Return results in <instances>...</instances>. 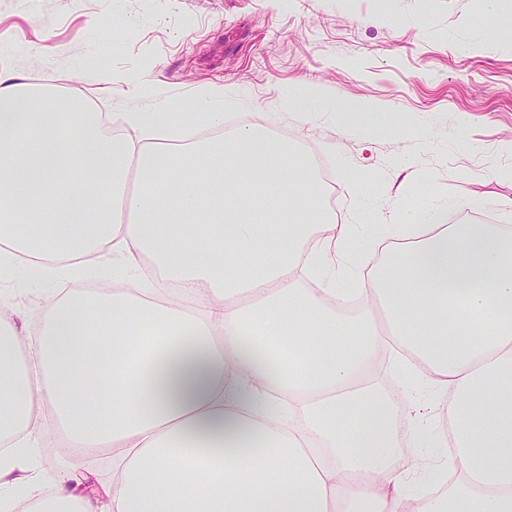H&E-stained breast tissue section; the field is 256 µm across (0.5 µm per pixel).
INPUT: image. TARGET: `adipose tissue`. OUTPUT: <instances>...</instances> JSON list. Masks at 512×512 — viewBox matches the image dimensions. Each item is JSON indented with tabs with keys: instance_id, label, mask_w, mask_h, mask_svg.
Instances as JSON below:
<instances>
[{
	"instance_id": "1",
	"label": "adipose tissue",
	"mask_w": 512,
	"mask_h": 512,
	"mask_svg": "<svg viewBox=\"0 0 512 512\" xmlns=\"http://www.w3.org/2000/svg\"><path fill=\"white\" fill-rule=\"evenodd\" d=\"M152 86L97 112L0 69V271L76 277L109 251L126 281L53 295L26 340L0 317V512L17 479L31 512H90L70 483L99 454L107 512H404L416 402L370 380L387 346L438 393L459 476L418 512H512V225L402 210L407 233L355 253L306 157L257 151L264 113L232 125L222 85L188 110Z\"/></svg>"
}]
</instances>
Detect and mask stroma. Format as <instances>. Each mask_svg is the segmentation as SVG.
<instances>
[{"label":"stroma","instance_id":"stroma-1","mask_svg":"<svg viewBox=\"0 0 512 512\" xmlns=\"http://www.w3.org/2000/svg\"><path fill=\"white\" fill-rule=\"evenodd\" d=\"M500 26L484 0H0V58L32 85L75 93L98 112L139 106L127 85L111 93L76 81L88 62L129 77L151 73L179 101L210 83L241 121L269 112L270 134L325 160L337 191L336 221L363 224L355 252L386 236L388 214L438 201L452 224H511L512 37L489 47ZM320 83L332 102L381 106L378 132L338 136L299 115L276 120L281 91ZM102 254L83 280L52 282L18 272L0 280L6 312L35 334L51 292L109 290ZM441 406L417 421L421 448L405 468L432 488L447 456Z\"/></svg>","mask_w":512,"mask_h":512}]
</instances>
